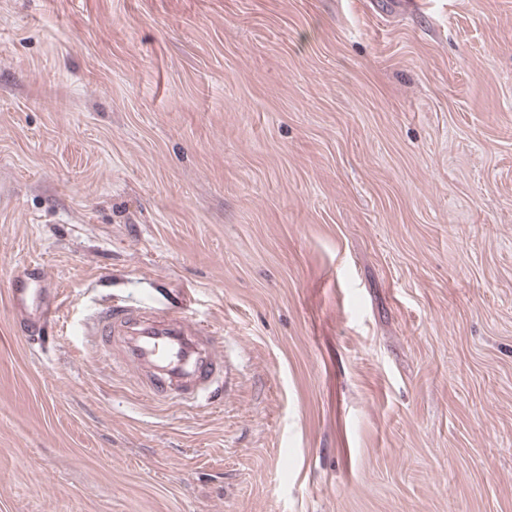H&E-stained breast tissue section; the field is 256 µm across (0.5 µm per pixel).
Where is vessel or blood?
I'll return each instance as SVG.
<instances>
[{
    "label": "vessel or blood",
    "mask_w": 512,
    "mask_h": 512,
    "mask_svg": "<svg viewBox=\"0 0 512 512\" xmlns=\"http://www.w3.org/2000/svg\"><path fill=\"white\" fill-rule=\"evenodd\" d=\"M45 278L37 264L14 276L9 288L17 329L39 346L58 321L57 304L40 287ZM93 334L103 360L133 372L137 389L153 401L210 405L223 385L222 350L184 312L116 297L98 312Z\"/></svg>",
    "instance_id": "obj_1"
}]
</instances>
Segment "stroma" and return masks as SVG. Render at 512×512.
Segmentation results:
<instances>
[{"label":"stroma","instance_id":"1","mask_svg":"<svg viewBox=\"0 0 512 512\" xmlns=\"http://www.w3.org/2000/svg\"><path fill=\"white\" fill-rule=\"evenodd\" d=\"M115 295L222 330L215 405ZM0 512H512V0H0ZM32 266L14 276L9 299L18 318L17 329L31 345L42 346L58 321V305L46 298L44 288H38L46 280L44 267ZM212 334L183 311L116 296L93 322L103 360L132 371L141 394L160 403H215L225 367Z\"/></svg>","mask_w":512,"mask_h":512}]
</instances>
